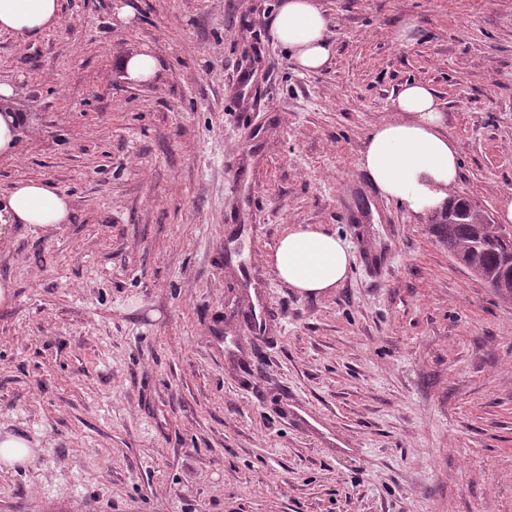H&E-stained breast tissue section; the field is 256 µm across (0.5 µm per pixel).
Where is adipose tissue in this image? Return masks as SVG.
Returning <instances> with one entry per match:
<instances>
[{
  "instance_id": "1",
  "label": "adipose tissue",
  "mask_w": 512,
  "mask_h": 512,
  "mask_svg": "<svg viewBox=\"0 0 512 512\" xmlns=\"http://www.w3.org/2000/svg\"><path fill=\"white\" fill-rule=\"evenodd\" d=\"M61 21L60 0H0V31L35 37ZM278 41L306 72L329 63L333 46L326 18L316 0H282L272 20ZM18 87L0 82V156H13L26 121L12 100ZM398 116L369 133L360 166L384 196L413 213L435 210L448 199L458 178L456 147L440 132L443 115L432 87L422 82L402 86L394 100ZM69 198L39 181L18 183L0 198V234L12 224L52 226L67 223ZM347 244L336 234L301 228L281 238L269 258L278 277L304 293L336 287L350 271Z\"/></svg>"
}]
</instances>
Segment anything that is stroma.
Returning <instances> with one entry per match:
<instances>
[{"mask_svg": "<svg viewBox=\"0 0 512 512\" xmlns=\"http://www.w3.org/2000/svg\"><path fill=\"white\" fill-rule=\"evenodd\" d=\"M281 2L60 0L56 28L0 32L28 118L0 195L41 181L71 211L0 237V434L36 450L0 512H512V304L360 167L427 83L453 195L497 217L512 0H318L317 73ZM143 48L156 78L126 80ZM307 226L352 255L315 295L266 261ZM316 1L283 0L272 20L278 41L309 73L323 70L333 53L327 21ZM118 65L128 80L146 83L152 81L159 70L157 59L145 50L122 56Z\"/></svg>", "mask_w": 512, "mask_h": 512, "instance_id": "35a3bbf8", "label": "stroma"}]
</instances>
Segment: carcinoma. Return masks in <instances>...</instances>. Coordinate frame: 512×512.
I'll return each instance as SVG.
<instances>
[{
  "label": "carcinoma",
  "instance_id": "cac0c4a2",
  "mask_svg": "<svg viewBox=\"0 0 512 512\" xmlns=\"http://www.w3.org/2000/svg\"><path fill=\"white\" fill-rule=\"evenodd\" d=\"M470 200H448L436 211L432 224L437 237L448 245V254L475 270L484 287L500 299L512 300V234L506 238L488 224H468Z\"/></svg>",
  "mask_w": 512,
  "mask_h": 512
}]
</instances>
